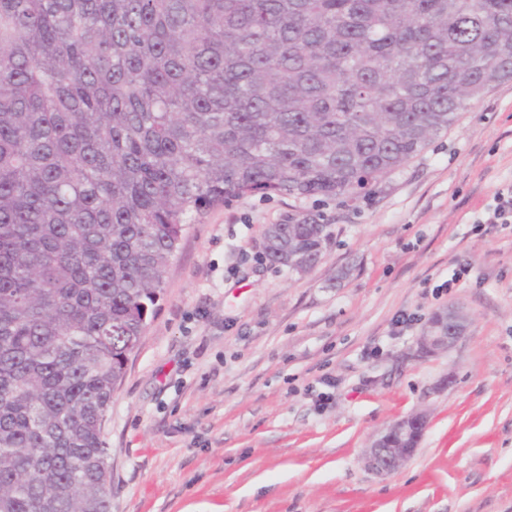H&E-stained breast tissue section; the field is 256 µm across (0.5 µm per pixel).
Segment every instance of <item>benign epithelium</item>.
Wrapping results in <instances>:
<instances>
[{
	"label": "benign epithelium",
	"instance_id": "7a95c632",
	"mask_svg": "<svg viewBox=\"0 0 512 512\" xmlns=\"http://www.w3.org/2000/svg\"><path fill=\"white\" fill-rule=\"evenodd\" d=\"M466 329V317L458 309L435 314L420 338L422 353L433 355L447 351L462 336ZM426 427V416L422 413L391 424L375 438L363 458L364 466L376 475H387L395 471L413 452L411 448H400L398 444L407 436L419 440Z\"/></svg>",
	"mask_w": 512,
	"mask_h": 512
}]
</instances>
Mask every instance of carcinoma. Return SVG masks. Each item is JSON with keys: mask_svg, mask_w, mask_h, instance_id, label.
Wrapping results in <instances>:
<instances>
[{"mask_svg": "<svg viewBox=\"0 0 512 512\" xmlns=\"http://www.w3.org/2000/svg\"><path fill=\"white\" fill-rule=\"evenodd\" d=\"M511 79L512 0H0V512H112L104 421L188 224L366 190Z\"/></svg>", "mask_w": 512, "mask_h": 512, "instance_id": "obj_1", "label": "carcinoma"}]
</instances>
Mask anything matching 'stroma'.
I'll return each mask as SVG.
<instances>
[{
	"instance_id": "obj_1",
	"label": "stroma",
	"mask_w": 512,
	"mask_h": 512,
	"mask_svg": "<svg viewBox=\"0 0 512 512\" xmlns=\"http://www.w3.org/2000/svg\"><path fill=\"white\" fill-rule=\"evenodd\" d=\"M511 186L506 81L372 192L252 193L189 225L104 422L112 512H512V223L482 221ZM302 214L324 257L267 263L269 225ZM453 306L466 332L421 354ZM418 411L414 454L366 471ZM426 423V416L419 413L391 424L367 449L363 458L364 466L376 475L395 471L415 450L399 448L398 444L407 436H413L418 443Z\"/></svg>"
}]
</instances>
